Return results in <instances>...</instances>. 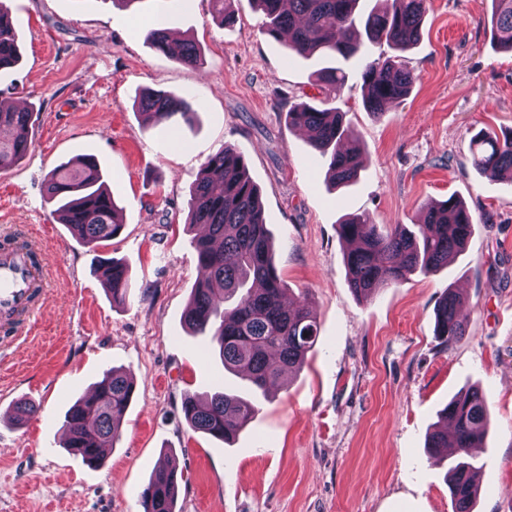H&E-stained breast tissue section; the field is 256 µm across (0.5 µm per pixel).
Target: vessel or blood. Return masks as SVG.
<instances>
[{
	"label": "vessel or blood",
	"instance_id": "obj_1",
	"mask_svg": "<svg viewBox=\"0 0 512 512\" xmlns=\"http://www.w3.org/2000/svg\"><path fill=\"white\" fill-rule=\"evenodd\" d=\"M32 249H0V326L19 319L30 301L29 284L37 272L31 264Z\"/></svg>",
	"mask_w": 512,
	"mask_h": 512
}]
</instances>
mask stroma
Wrapping results in <instances>:
<instances>
[{"label":"stroma","mask_w":512,"mask_h":512,"mask_svg":"<svg viewBox=\"0 0 512 512\" xmlns=\"http://www.w3.org/2000/svg\"><path fill=\"white\" fill-rule=\"evenodd\" d=\"M21 61L0 99L29 107L31 147L0 171V245L37 241L43 290L29 328L0 344V512H142L139 493L173 451L178 512H454L446 455L428 453L439 412L464 388L486 397L493 424L475 512H512V186L469 161L478 132H512V54L496 50L480 0H429L407 55L418 80L375 116L350 76L334 104L358 138L356 183L328 184L327 163L283 100L319 104L322 60L297 56L261 31L253 0H233L222 26L212 0H9ZM174 28L200 50L182 64L148 44L144 25ZM147 88L187 97L176 124L145 122ZM243 152L259 187L275 262L289 298L309 293L318 342L303 367L269 392L232 443L193 431L186 395L244 390L183 314L197 275L200 226L188 202L201 164L222 145ZM81 154L97 158L122 228L98 249L56 223L45 179ZM461 198L475 218L467 248L431 274L413 273L373 299L348 286L345 216L417 223L423 207ZM128 265L117 305L99 264ZM467 298V334L445 345L435 310L446 289ZM135 394L102 464L63 448L69 407L111 368ZM246 390V389H245ZM34 403L24 424L17 402Z\"/></svg>","instance_id":"obj_1"}]
</instances>
